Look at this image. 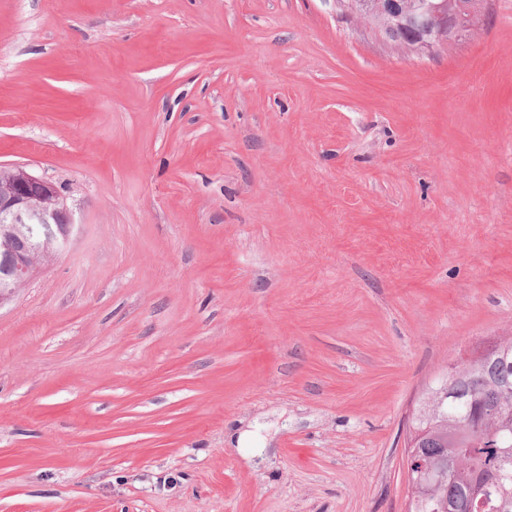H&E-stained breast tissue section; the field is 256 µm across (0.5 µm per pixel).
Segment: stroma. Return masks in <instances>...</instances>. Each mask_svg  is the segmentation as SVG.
I'll return each mask as SVG.
<instances>
[{"mask_svg":"<svg viewBox=\"0 0 512 512\" xmlns=\"http://www.w3.org/2000/svg\"><path fill=\"white\" fill-rule=\"evenodd\" d=\"M79 231L0 307V512H408L512 336V0L430 51L332 0H0V165Z\"/></svg>","mask_w":512,"mask_h":512,"instance_id":"stroma-1","label":"stroma"}]
</instances>
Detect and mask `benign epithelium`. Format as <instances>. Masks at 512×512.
Here are the masks:
<instances>
[{
	"mask_svg": "<svg viewBox=\"0 0 512 512\" xmlns=\"http://www.w3.org/2000/svg\"><path fill=\"white\" fill-rule=\"evenodd\" d=\"M341 13L401 27L400 41L417 49L446 42L470 27L481 0L455 13L445 0H423L416 12L409 0H333ZM68 219L61 224L60 213ZM77 228L59 187L24 166L0 167V305L40 267L67 252Z\"/></svg>",
	"mask_w": 512,
	"mask_h": 512,
	"instance_id": "benign-epithelium-1",
	"label": "benign epithelium"
}]
</instances>
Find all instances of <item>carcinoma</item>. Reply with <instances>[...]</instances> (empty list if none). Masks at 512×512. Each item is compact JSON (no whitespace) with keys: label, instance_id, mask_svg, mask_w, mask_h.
<instances>
[{"label":"carcinoma","instance_id":"carcinoma-1","mask_svg":"<svg viewBox=\"0 0 512 512\" xmlns=\"http://www.w3.org/2000/svg\"><path fill=\"white\" fill-rule=\"evenodd\" d=\"M512 338L461 362L443 407L418 419L411 512H512Z\"/></svg>","mask_w":512,"mask_h":512}]
</instances>
